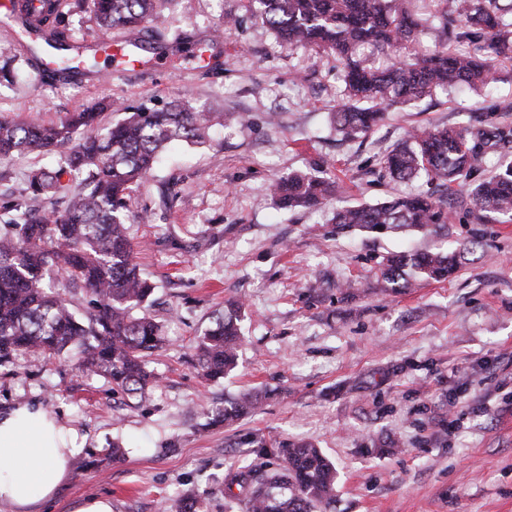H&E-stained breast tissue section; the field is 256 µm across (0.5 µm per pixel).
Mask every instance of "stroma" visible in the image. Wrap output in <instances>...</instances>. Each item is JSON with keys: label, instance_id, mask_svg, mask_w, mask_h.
I'll list each match as a JSON object with an SVG mask.
<instances>
[{"label": "stroma", "instance_id": "stroma-1", "mask_svg": "<svg viewBox=\"0 0 512 512\" xmlns=\"http://www.w3.org/2000/svg\"><path fill=\"white\" fill-rule=\"evenodd\" d=\"M229 14L238 27L215 39ZM163 19V32L125 33L143 64L105 63L83 82L51 83L21 62L16 81L0 86V116L16 120L55 121L103 99L161 105L181 92L247 117L206 146L171 145L129 202L136 261L156 286L149 312L166 334L151 358L160 382L150 400L113 393L71 361L0 365L1 413L36 403L84 440L69 478L31 512H77L90 496L111 499L113 512H169L187 492L206 497L209 512H246L225 497L224 476L261 441L321 448L336 468L335 512H512V224L456 210L429 231L330 221L341 206L425 191L382 177L383 156L407 128L475 124L481 97L456 89L346 139L330 121L343 94L332 54L288 49L246 0H165ZM197 44L210 45L220 68L198 69ZM51 162L0 160V197ZM330 163L343 180L335 199L312 210L274 205L275 179ZM465 244L448 280L394 288L381 277L392 253ZM234 298L245 302L238 366L208 382L195 341ZM254 390L266 393L259 409L208 425L206 408ZM116 442L126 450L117 461Z\"/></svg>", "mask_w": 512, "mask_h": 512}]
</instances>
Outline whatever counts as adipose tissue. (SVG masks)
<instances>
[{
    "instance_id": "adipose-tissue-1",
    "label": "adipose tissue",
    "mask_w": 512,
    "mask_h": 512,
    "mask_svg": "<svg viewBox=\"0 0 512 512\" xmlns=\"http://www.w3.org/2000/svg\"><path fill=\"white\" fill-rule=\"evenodd\" d=\"M82 451L76 431L40 406L0 413V504L23 512L52 496Z\"/></svg>"
}]
</instances>
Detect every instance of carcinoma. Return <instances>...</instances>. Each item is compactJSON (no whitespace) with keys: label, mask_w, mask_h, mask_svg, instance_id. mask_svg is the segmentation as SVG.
Segmentation results:
<instances>
[{"label":"carcinoma","mask_w":512,"mask_h":512,"mask_svg":"<svg viewBox=\"0 0 512 512\" xmlns=\"http://www.w3.org/2000/svg\"><path fill=\"white\" fill-rule=\"evenodd\" d=\"M41 0L36 15L18 31L30 56L48 37L55 67L50 80L66 81L75 68L95 71L97 54L80 53L62 14ZM160 0H71L75 12H89L104 28L137 29L153 25ZM411 0H247L251 14L283 43L336 56L344 71V97L332 121L336 132L367 133L385 113L415 107L451 88L487 90L493 67L512 65V0H437L450 5L442 24L410 12ZM433 31L435 49L427 57L375 64V54L409 48L421 33ZM467 43L469 48L452 47ZM116 114L109 127L99 116ZM512 112L496 102L481 125L415 129L382 162L392 180L424 178L436 184L425 195L404 194L374 204L336 211L332 223L374 232L427 230L449 222L454 205L477 212L481 223H512V125L495 118ZM243 117L198 107L176 96L161 107L146 103H98L70 112L52 125L0 118V159L41 154L80 135L76 149L61 154L51 168L28 171L22 193L0 203V364L16 355L35 360L77 357L87 371L103 376L112 390L143 400L158 380L149 357L163 330L148 312L155 285L135 262L127 234L128 200L148 182L160 152L171 142L203 145L213 128ZM496 166L486 171L491 157ZM336 179L321 171L292 172L275 180L272 196L286 209L312 208L336 194ZM47 199L51 207L35 205ZM458 257L445 252L398 254L386 260L383 277L395 288L413 279L445 281ZM84 290L90 301L76 311L65 294L52 289ZM244 305L231 302L213 314L198 338L196 356L203 375L224 378L238 362ZM261 395L249 392L208 412L215 424L231 423L255 409ZM262 463L250 462L224 476V494L245 501L248 512H332L336 472L308 443L252 449ZM176 512H208L196 495L179 500Z\"/></svg>","instance_id":"cac0c4a2"}]
</instances>
